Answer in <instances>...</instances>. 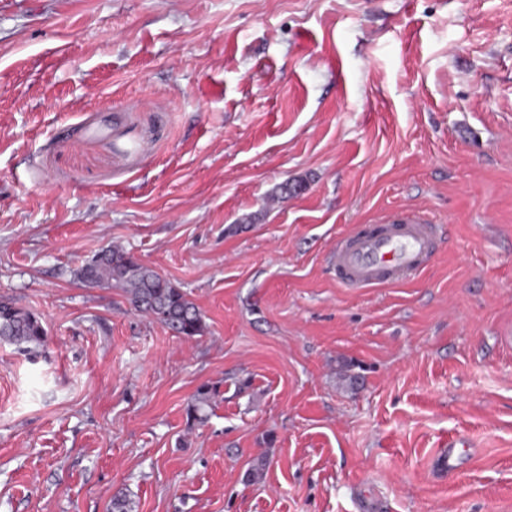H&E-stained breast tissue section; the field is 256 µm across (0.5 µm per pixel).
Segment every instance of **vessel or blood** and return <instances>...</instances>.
<instances>
[{
	"label": "vessel or blood",
	"mask_w": 512,
	"mask_h": 512,
	"mask_svg": "<svg viewBox=\"0 0 512 512\" xmlns=\"http://www.w3.org/2000/svg\"><path fill=\"white\" fill-rule=\"evenodd\" d=\"M438 225L413 216L370 224L339 238L330 263L343 287L365 290L422 270L436 250Z\"/></svg>",
	"instance_id": "obj_1"
}]
</instances>
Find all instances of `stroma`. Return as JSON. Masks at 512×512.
I'll return each mask as SVG.
<instances>
[{
	"mask_svg": "<svg viewBox=\"0 0 512 512\" xmlns=\"http://www.w3.org/2000/svg\"><path fill=\"white\" fill-rule=\"evenodd\" d=\"M404 212L431 265L338 286ZM1 298L0 512H512V0H0ZM443 230L413 216L368 224L336 240L330 256L336 280L355 290L396 283L427 265ZM78 276L88 286L122 288L135 311L177 336L193 338L205 330L201 311L180 288L121 249L102 250L79 269ZM46 330L39 316L16 306L13 301L0 300V339L17 345L40 346Z\"/></svg>",
	"mask_w": 512,
	"mask_h": 512,
	"instance_id": "obj_1",
	"label": "stroma"
}]
</instances>
